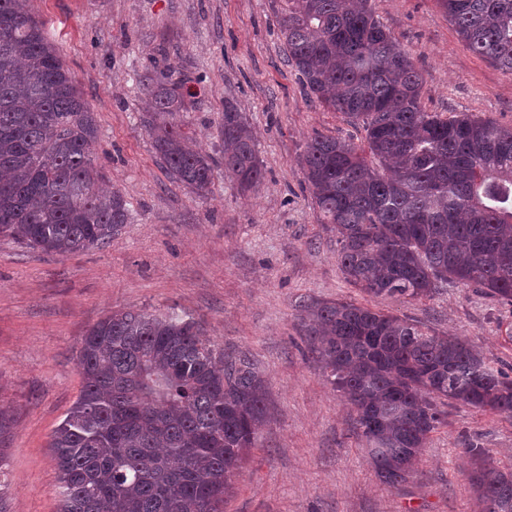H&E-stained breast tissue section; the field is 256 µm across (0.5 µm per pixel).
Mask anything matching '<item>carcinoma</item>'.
Here are the masks:
<instances>
[{
  "instance_id": "carcinoma-1",
  "label": "carcinoma",
  "mask_w": 512,
  "mask_h": 512,
  "mask_svg": "<svg viewBox=\"0 0 512 512\" xmlns=\"http://www.w3.org/2000/svg\"><path fill=\"white\" fill-rule=\"evenodd\" d=\"M372 0H273L288 64L320 105L362 127L364 144L316 133L298 163L336 234L341 270L369 296L407 302L448 283L512 306V127L429 112L415 58ZM476 55L512 75V0H438ZM143 125L168 174L200 197L212 158L178 115L190 97L168 58L146 75ZM94 113L29 0H0V236L46 254L103 249L131 219L99 189ZM224 171L243 191L263 178L238 106L224 104ZM306 346L350 401L383 483L411 476L437 402L512 417V375L469 344L353 301H305ZM82 387L49 447L59 512H222L267 417L250 358L226 356L201 322L115 310L77 356ZM465 451L480 512H512V467Z\"/></svg>"
}]
</instances>
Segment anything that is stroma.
I'll return each instance as SVG.
<instances>
[{"instance_id":"1","label":"stroma","mask_w":512,"mask_h":512,"mask_svg":"<svg viewBox=\"0 0 512 512\" xmlns=\"http://www.w3.org/2000/svg\"><path fill=\"white\" fill-rule=\"evenodd\" d=\"M413 54L430 112H469L512 127V75L473 54L437 0H372ZM92 105L104 188L120 189L131 224L110 246L44 254L0 237V410L12 417L0 456L6 512H58L48 447L76 401L82 336L112 311H175L200 320L263 375L268 419L224 512H476L471 441L512 465V419L453 403L407 483L391 488L367 461L349 401L307 352L300 304L352 300L416 321L512 367V306L448 284L405 302L349 283L336 236L318 221L297 162L316 132L361 144L364 131L310 98L288 65L271 0H30ZM192 91L180 120L213 159L205 197L171 179L145 133L141 82L162 57ZM250 124L263 164L245 192L224 173L225 102Z\"/></svg>"}]
</instances>
